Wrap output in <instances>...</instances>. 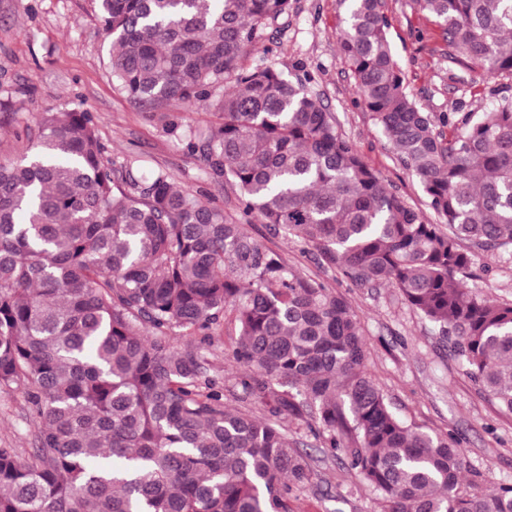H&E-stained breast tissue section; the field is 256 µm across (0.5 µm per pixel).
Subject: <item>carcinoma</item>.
Masks as SVG:
<instances>
[{
	"label": "carcinoma",
	"instance_id": "carcinoma-1",
	"mask_svg": "<svg viewBox=\"0 0 512 512\" xmlns=\"http://www.w3.org/2000/svg\"><path fill=\"white\" fill-rule=\"evenodd\" d=\"M113 82L153 116L172 100L221 122L188 135L239 219L106 155L85 110L43 112L0 163V388L23 391L31 450L0 448V512H294L312 480L284 422L382 495L384 512H512V486L463 490V449L405 425L365 365L335 289L250 236L313 249L357 287L385 284L451 340L512 412V304L474 294L464 249H512V100L424 112L389 40L384 0H339L338 53L394 159L440 223L410 206L275 64L242 67L292 0H98ZM448 58L512 79V0H420ZM240 368L232 410L205 367L214 330ZM181 330L185 343H174Z\"/></svg>",
	"mask_w": 512,
	"mask_h": 512
}]
</instances>
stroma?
Segmentation results:
<instances>
[{
  "label": "stroma",
  "instance_id": "stroma-1",
  "mask_svg": "<svg viewBox=\"0 0 512 512\" xmlns=\"http://www.w3.org/2000/svg\"><path fill=\"white\" fill-rule=\"evenodd\" d=\"M390 41L411 98L426 112H481L512 100V79L452 63L439 27L418 0H386ZM338 0H294L285 27L266 30L246 55L254 67L274 60L284 77L306 82L343 136L413 207L428 210L418 181L395 161L372 115L360 103L354 80L341 61ZM109 40L94 0H0V161L19 157L26 126L46 109L91 112L108 156L144 169L165 171L174 185L193 190L208 205L236 216L237 189L213 181L198 156L177 146L165 128L177 117L183 129L218 125L206 106L170 103L148 116L112 82ZM248 232L280 252L294 269L327 282L358 315L367 344L366 368L395 415L405 424L439 436H454L477 486L493 491L512 485V414L480 392L465 365L453 357L436 328L407 306L392 288L355 287L311 254L265 225ZM477 295L512 303V254L470 250L464 276ZM35 423L22 391L0 389V447L29 450ZM288 441L310 455L314 477L298 494L296 512H382L380 492L341 460L323 454L299 423L286 426Z\"/></svg>",
  "mask_w": 512,
  "mask_h": 512
}]
</instances>
